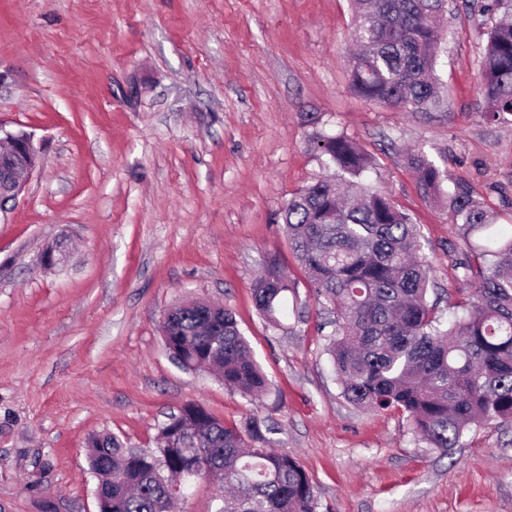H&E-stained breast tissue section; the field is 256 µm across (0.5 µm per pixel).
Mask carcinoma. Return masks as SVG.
Wrapping results in <instances>:
<instances>
[{
    "instance_id": "cac0c4a2",
    "label": "carcinoma",
    "mask_w": 512,
    "mask_h": 512,
    "mask_svg": "<svg viewBox=\"0 0 512 512\" xmlns=\"http://www.w3.org/2000/svg\"><path fill=\"white\" fill-rule=\"evenodd\" d=\"M351 84L361 97L427 109L442 96L436 72L448 0H355ZM499 15L481 59L482 112L512 116V0H486ZM333 173L296 192L283 206L290 247L307 273L311 296L329 308V354L350 404L406 414L415 440L448 454L471 426L512 423V230L460 180L444 189L447 171L423 152L409 156L423 195L445 205L475 236L479 282L462 314L443 321L428 301V268L418 224L385 194L364 186L373 158L341 134L321 135ZM260 316L283 327L297 284L271 259L255 279ZM160 322L168 353L187 367L217 371L224 385L248 396L268 391L229 310L205 300L178 304ZM263 421L228 426L188 403L159 430L160 447L132 448L116 435L90 439L89 465L111 512H170L169 483L214 474L224 480L214 512H318L315 487L299 461L268 448Z\"/></svg>"
}]
</instances>
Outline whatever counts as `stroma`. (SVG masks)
<instances>
[{
    "label": "stroma",
    "instance_id": "stroma-1",
    "mask_svg": "<svg viewBox=\"0 0 512 512\" xmlns=\"http://www.w3.org/2000/svg\"><path fill=\"white\" fill-rule=\"evenodd\" d=\"M449 8L443 104L418 111L352 90L350 0H0V123L41 146L0 215L5 512H97L89 436L154 449L190 402L228 424L265 419L325 512H512V425L471 428L444 456L402 412L342 397L277 218L328 172L313 137L344 135L375 160L363 182L420 224L440 313L473 293L463 230L408 161L423 149L512 225V122L481 115L493 19L474 0ZM57 241L68 261L44 270ZM273 255L304 299L280 329L251 290ZM195 298L234 314L271 382L262 398L171 358L159 321Z\"/></svg>",
    "mask_w": 512,
    "mask_h": 512
}]
</instances>
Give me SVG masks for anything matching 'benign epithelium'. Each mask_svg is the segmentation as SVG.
Segmentation results:
<instances>
[{
  "instance_id": "benign-epithelium-1",
  "label": "benign epithelium",
  "mask_w": 512,
  "mask_h": 512,
  "mask_svg": "<svg viewBox=\"0 0 512 512\" xmlns=\"http://www.w3.org/2000/svg\"><path fill=\"white\" fill-rule=\"evenodd\" d=\"M0 148L3 155L11 160V172L0 182V212L8 210V205H16L26 190L27 179L39 163V151L31 135L19 131L10 132L0 124ZM67 252L62 246H52L42 252L40 265L53 269L66 262Z\"/></svg>"
}]
</instances>
